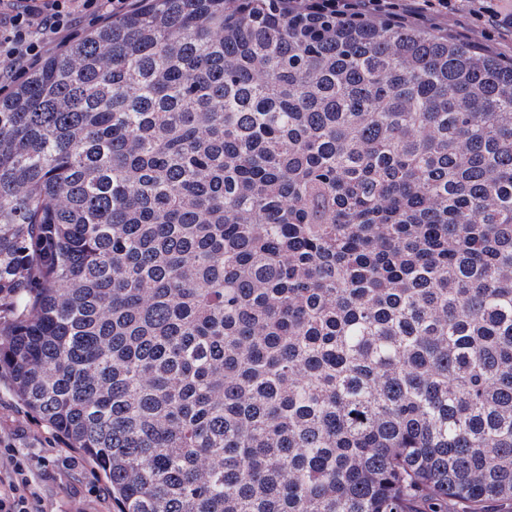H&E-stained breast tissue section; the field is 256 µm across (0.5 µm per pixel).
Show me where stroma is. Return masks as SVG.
Instances as JSON below:
<instances>
[{"label":"stroma","instance_id":"1","mask_svg":"<svg viewBox=\"0 0 512 512\" xmlns=\"http://www.w3.org/2000/svg\"><path fill=\"white\" fill-rule=\"evenodd\" d=\"M0 439L31 459L44 512H70L77 501L85 512H119L93 464L28 413L5 378L0 379Z\"/></svg>","mask_w":512,"mask_h":512}]
</instances>
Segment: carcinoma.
<instances>
[{
    "label": "carcinoma",
    "mask_w": 512,
    "mask_h": 512,
    "mask_svg": "<svg viewBox=\"0 0 512 512\" xmlns=\"http://www.w3.org/2000/svg\"><path fill=\"white\" fill-rule=\"evenodd\" d=\"M316 0H134L0 96V373L119 512L512 503V62Z\"/></svg>",
    "instance_id": "cac0c4a2"
}]
</instances>
